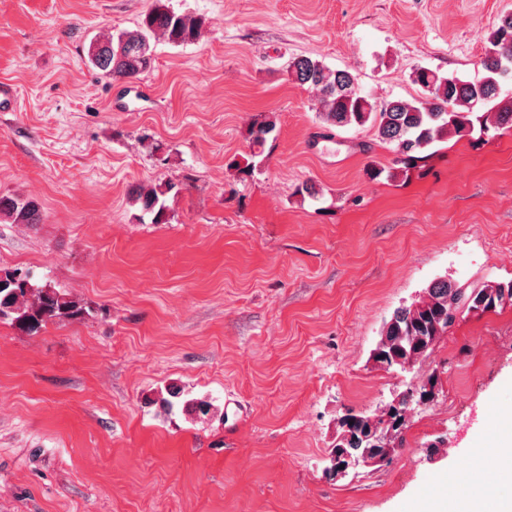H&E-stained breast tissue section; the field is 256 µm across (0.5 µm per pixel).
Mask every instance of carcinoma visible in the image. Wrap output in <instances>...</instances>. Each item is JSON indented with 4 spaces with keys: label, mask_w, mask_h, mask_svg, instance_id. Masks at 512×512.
I'll return each instance as SVG.
<instances>
[{
    "label": "carcinoma",
    "mask_w": 512,
    "mask_h": 512,
    "mask_svg": "<svg viewBox=\"0 0 512 512\" xmlns=\"http://www.w3.org/2000/svg\"><path fill=\"white\" fill-rule=\"evenodd\" d=\"M202 27V17L155 0L136 28L114 30L91 40L88 61L114 80L134 79L153 67L157 41L192 43ZM507 56L512 58L511 12L500 17L489 38L480 60L481 77L442 76L427 68L413 71V82L426 93L424 101L393 100L379 108L357 89L351 73L331 70L309 56L293 58L288 73L296 83L316 92L319 117L328 127H372L382 143L393 146L395 162L409 170L424 160L430 146L450 135L462 138L484 133L493 138L501 130L512 129V97L500 98L501 81L506 78L501 60ZM271 131L268 124L249 129L254 155L262 153ZM174 188V184L164 183L136 192V200L143 211L153 215V223H164L165 196ZM0 216L15 224H36L40 205L32 198L0 195ZM19 272V268H0V320L23 332L37 333L51 319L80 320L88 314L79 301L54 288L37 287ZM506 298L512 300V281L468 289L437 280L427 288L422 301L394 311L385 327L387 344L378 358L390 368L408 358L419 362L430 355L436 341L452 326L448 306L483 314L503 306ZM415 406L414 400L390 407L383 427L363 412L340 418L330 453L355 459L387 444L403 445V433Z\"/></svg>",
    "instance_id": "1"
}]
</instances>
